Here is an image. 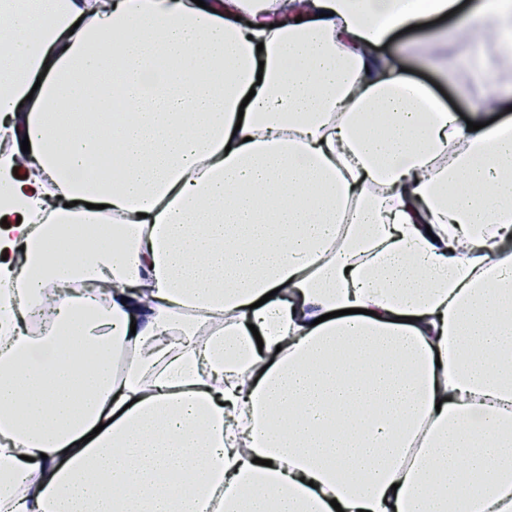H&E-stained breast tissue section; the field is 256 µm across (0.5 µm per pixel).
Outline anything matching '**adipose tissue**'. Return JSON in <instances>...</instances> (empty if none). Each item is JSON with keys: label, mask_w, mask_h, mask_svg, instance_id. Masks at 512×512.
Here are the masks:
<instances>
[{"label": "adipose tissue", "mask_w": 512, "mask_h": 512, "mask_svg": "<svg viewBox=\"0 0 512 512\" xmlns=\"http://www.w3.org/2000/svg\"><path fill=\"white\" fill-rule=\"evenodd\" d=\"M283 2L0 0V512H512V121L382 51L459 0ZM408 74L427 83L463 123H466V120L473 121L475 117L497 119L510 116L512 118V111L507 112V109L512 107L511 93L496 102L480 101L470 98L465 93L464 80L455 87L440 86V89H437L439 85L434 83V77L430 72L410 70Z\"/></svg>", "instance_id": "ef3b65f1"}]
</instances>
